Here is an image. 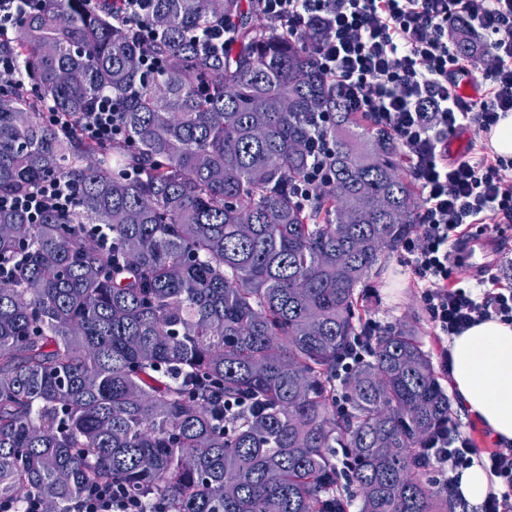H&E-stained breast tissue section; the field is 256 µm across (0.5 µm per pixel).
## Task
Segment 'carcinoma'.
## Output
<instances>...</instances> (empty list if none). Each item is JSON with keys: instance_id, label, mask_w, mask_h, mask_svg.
Masks as SVG:
<instances>
[{"instance_id": "obj_1", "label": "carcinoma", "mask_w": 512, "mask_h": 512, "mask_svg": "<svg viewBox=\"0 0 512 512\" xmlns=\"http://www.w3.org/2000/svg\"><path fill=\"white\" fill-rule=\"evenodd\" d=\"M151 3L146 44L112 0H45L0 43L24 72L0 89V195L78 182L69 215L0 210V258L24 257L0 280V512L109 483L148 512H337L350 486L359 512H457L423 456L450 401L416 330L336 376L359 284L418 224L393 136L320 71L322 20L287 38L254 0ZM222 21L228 48L197 39ZM102 93L125 130L108 147L42 118ZM320 112L332 180L305 202Z\"/></svg>"}]
</instances>
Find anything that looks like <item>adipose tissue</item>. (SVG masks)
<instances>
[{
  "label": "adipose tissue",
  "mask_w": 512,
  "mask_h": 512,
  "mask_svg": "<svg viewBox=\"0 0 512 512\" xmlns=\"http://www.w3.org/2000/svg\"><path fill=\"white\" fill-rule=\"evenodd\" d=\"M453 391L493 436L512 442V324L489 319L453 337Z\"/></svg>",
  "instance_id": "1"
}]
</instances>
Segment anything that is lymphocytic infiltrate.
<instances>
[{"instance_id": "obj_1", "label": "lymphocytic infiltrate", "mask_w": 512, "mask_h": 512, "mask_svg": "<svg viewBox=\"0 0 512 512\" xmlns=\"http://www.w3.org/2000/svg\"><path fill=\"white\" fill-rule=\"evenodd\" d=\"M262 15L289 35L324 18L328 30L316 54L351 111L368 116L394 137L421 190L413 235L400 249L433 327L450 339L495 318L512 324V283L497 269L460 283L455 245L472 224H512V160L466 152L448 156V139L467 126L489 132L512 112V0H256ZM150 0H115V32L151 37ZM460 18L485 46L475 80L478 96L459 93L466 60L448 39V21ZM81 137L109 144L124 134L112 97H96L78 122ZM77 182L56 176L24 193L0 195V209L39 223L45 212L73 211ZM426 458L438 484L458 494L459 478L481 461L498 487L480 512H512V444L481 452L455 419H448L428 444ZM73 512H143V503L103 485L76 502Z\"/></svg>"}]
</instances>
